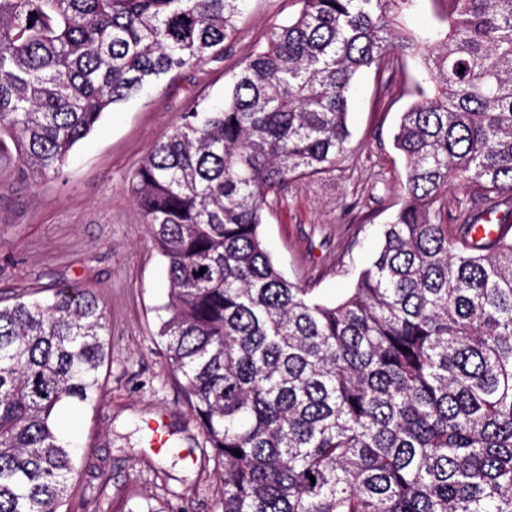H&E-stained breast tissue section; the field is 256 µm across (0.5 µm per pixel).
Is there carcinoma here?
<instances>
[{
    "mask_svg": "<svg viewBox=\"0 0 512 512\" xmlns=\"http://www.w3.org/2000/svg\"><path fill=\"white\" fill-rule=\"evenodd\" d=\"M299 2L129 183L222 512H512V236H476L512 202V0H448L425 37L399 25L413 0ZM244 4L0 0V170L59 174L105 112L218 54ZM392 54L434 89L393 135L406 175L378 250L323 301L266 249L268 196L336 165L357 76ZM453 185L483 208L452 217ZM43 292L0 305V512H60L77 470L61 411L103 392L106 306Z\"/></svg>",
    "mask_w": 512,
    "mask_h": 512,
    "instance_id": "carcinoma-1",
    "label": "carcinoma"
}]
</instances>
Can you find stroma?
Instances as JSON below:
<instances>
[{"label": "stroma", "mask_w": 512, "mask_h": 512, "mask_svg": "<svg viewBox=\"0 0 512 512\" xmlns=\"http://www.w3.org/2000/svg\"><path fill=\"white\" fill-rule=\"evenodd\" d=\"M298 0H247L222 56L184 68L114 106L74 147L59 176L32 185L0 171V297L32 285L78 286L108 312L112 359L105 395L76 412L79 469L71 512H120L151 502L158 512H222L214 461L188 458L201 447L181 374L157 331L167 301L164 259L129 193L142 157L194 104H217L239 65L271 26L287 23ZM446 0H414L403 22L418 35L445 27ZM417 62L364 71L351 106L344 160L311 179L291 178L269 198L265 244L281 272L328 300L365 268L400 204L404 163L392 142L412 103ZM164 420L168 446L152 445L150 421Z\"/></svg>", "instance_id": "obj_1"}]
</instances>
